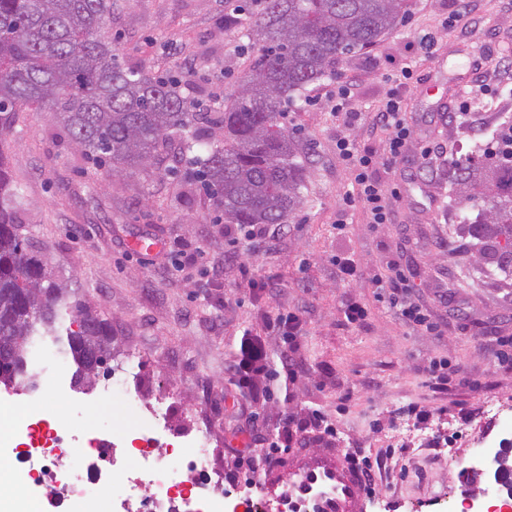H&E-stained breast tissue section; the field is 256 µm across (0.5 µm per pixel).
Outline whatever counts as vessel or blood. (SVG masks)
I'll return each mask as SVG.
<instances>
[{
  "mask_svg": "<svg viewBox=\"0 0 512 512\" xmlns=\"http://www.w3.org/2000/svg\"><path fill=\"white\" fill-rule=\"evenodd\" d=\"M271 512H365L368 484L341 448H300L287 465L271 463L258 481Z\"/></svg>",
  "mask_w": 512,
  "mask_h": 512,
  "instance_id": "1",
  "label": "vessel or blood"
}]
</instances>
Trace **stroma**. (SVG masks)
Returning <instances> with one entry per match:
<instances>
[{"label":"stroma","mask_w":512,"mask_h":512,"mask_svg":"<svg viewBox=\"0 0 512 512\" xmlns=\"http://www.w3.org/2000/svg\"><path fill=\"white\" fill-rule=\"evenodd\" d=\"M457 3L408 0V23L343 56L283 106L279 121L298 141L307 178L272 249L260 239L230 245L205 193L184 178L189 157L178 140L168 141L159 169L112 175L44 110L16 113L0 139L23 199V229L112 325L113 373H133L144 400L169 396L171 436L209 417L211 466L223 472L226 492L273 458L269 435L299 438L316 410L336 445L371 468L366 512H457L473 450L496 445L512 425V369L499 366L486 343L512 336V268L477 272L476 212L448 188L449 161L482 152L512 123V0H467L462 10ZM457 9L462 22L443 28ZM224 15V0H112L108 34L121 64L178 76L195 111L219 112L257 53L225 29ZM426 34L436 46L425 57L418 42ZM406 65L415 70L405 89L413 148L377 170L400 192L393 221L374 229L358 210L337 231L352 177L336 162L340 122L328 96L335 81L354 75L359 110L376 111L391 75ZM481 79L488 93L475 91ZM466 87L474 90L470 112L449 121L447 107ZM433 145L442 153L422 158ZM138 238L205 250L210 263L184 277L159 252L135 251ZM339 257L354 259L361 277L341 278ZM392 262L413 270V289L437 331L406 325L382 300L375 279ZM270 276L276 293L241 286ZM353 303L366 307L364 321H347ZM289 312L301 323L292 352L265 330L268 318ZM256 346L278 374L261 380L257 395L242 383ZM434 359L448 361L447 380L428 375ZM416 405L430 410L426 423H416ZM240 452L251 465H235Z\"/></svg>","instance_id":"obj_1"}]
</instances>
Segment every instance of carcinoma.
I'll return each instance as SVG.
<instances>
[{"instance_id": "cac0c4a2", "label": "carcinoma", "mask_w": 512, "mask_h": 512, "mask_svg": "<svg viewBox=\"0 0 512 512\" xmlns=\"http://www.w3.org/2000/svg\"><path fill=\"white\" fill-rule=\"evenodd\" d=\"M407 0H268L243 30L258 45L237 91L221 112H192L178 82L123 67L105 37L112 0H0V135L23 107L58 116L71 142L112 172L151 171L171 134L188 129L185 149L211 206L226 224H284L305 189L295 136L280 125L281 106L321 80L342 56L374 45L406 18ZM448 185L477 209V235L512 245V162L466 154L448 163ZM20 193L0 154V337L16 357L0 386L37 388L29 347L49 342L71 358L83 384L85 348L73 329L93 315L21 232ZM42 288L54 308L18 307Z\"/></svg>"}]
</instances>
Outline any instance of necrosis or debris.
Masks as SVG:
<instances>
[{"instance_id": "1", "label": "necrosis or debris", "mask_w": 512, "mask_h": 512, "mask_svg": "<svg viewBox=\"0 0 512 512\" xmlns=\"http://www.w3.org/2000/svg\"><path fill=\"white\" fill-rule=\"evenodd\" d=\"M71 390L66 378H48L29 393L25 412L13 419L7 448L32 470L6 512H28L30 503L44 498L65 512H132L131 471L136 467L157 491L152 512H237L238 501L224 495L223 478L209 472L208 428L154 457L149 450L160 445L167 429L165 398L144 404L124 378L112 379L99 390V397L121 396L139 423L111 432L91 418V405ZM50 392L67 396L70 417L55 422L42 417Z\"/></svg>"}]
</instances>
